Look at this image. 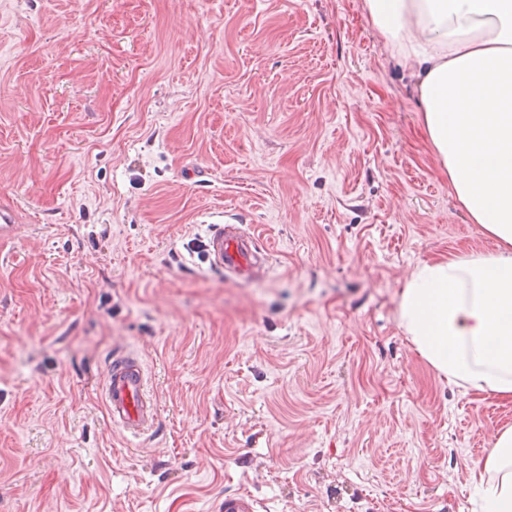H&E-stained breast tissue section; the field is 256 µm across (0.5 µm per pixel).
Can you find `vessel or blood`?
Returning <instances> with one entry per match:
<instances>
[{
  "mask_svg": "<svg viewBox=\"0 0 512 512\" xmlns=\"http://www.w3.org/2000/svg\"><path fill=\"white\" fill-rule=\"evenodd\" d=\"M206 252L213 268L241 281L256 277L262 264L270 259L254 233L228 221L211 226ZM102 390L114 425L136 439L152 430L157 406L147 389L145 368L138 355L115 356L107 368Z\"/></svg>",
  "mask_w": 512,
  "mask_h": 512,
  "instance_id": "b4317fda",
  "label": "vessel or blood"
}]
</instances>
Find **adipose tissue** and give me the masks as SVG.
Returning <instances> with one entry per match:
<instances>
[{"mask_svg":"<svg viewBox=\"0 0 512 512\" xmlns=\"http://www.w3.org/2000/svg\"><path fill=\"white\" fill-rule=\"evenodd\" d=\"M395 43L426 134L473 223L496 242L471 260L416 267L399 323L448 382L512 400V0H366ZM483 512H512V428L470 470Z\"/></svg>","mask_w":512,"mask_h":512,"instance_id":"ef3b65f1","label":"adipose tissue"}]
</instances>
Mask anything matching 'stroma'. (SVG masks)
<instances>
[{
  "label": "stroma",
  "mask_w": 512,
  "mask_h": 512,
  "mask_svg": "<svg viewBox=\"0 0 512 512\" xmlns=\"http://www.w3.org/2000/svg\"><path fill=\"white\" fill-rule=\"evenodd\" d=\"M0 512H481L512 401L442 379L409 274L495 250L364 0H0ZM271 255L214 270V215ZM138 352L134 439L102 394ZM104 401L112 423L138 439L150 432L157 406L147 389V376L137 354L123 353L110 362L104 382Z\"/></svg>",
  "instance_id": "stroma-1"
}]
</instances>
